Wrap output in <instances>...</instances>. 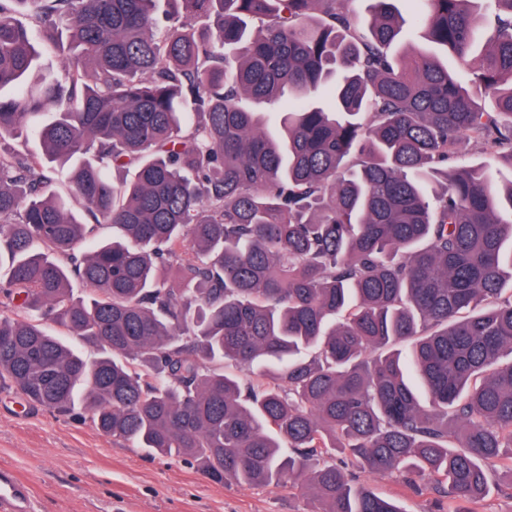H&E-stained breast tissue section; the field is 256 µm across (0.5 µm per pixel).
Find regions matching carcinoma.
<instances>
[{"label":"carcinoma","instance_id":"obj_1","mask_svg":"<svg viewBox=\"0 0 512 512\" xmlns=\"http://www.w3.org/2000/svg\"><path fill=\"white\" fill-rule=\"evenodd\" d=\"M420 2L458 69L393 0H0V381L316 512H406L338 452L471 512L512 474V177L462 160L512 171V0ZM398 13L400 17L406 21V25L404 27L403 38L401 42L397 45V51L399 54L403 55L411 46H418L423 49L434 50L439 54L444 60L447 61L448 58V68L453 67L452 58L444 52L434 49L433 47L425 44L418 36V31L416 29H412L409 26V21L412 16L417 12L419 4L417 0H396L395 1ZM247 108L254 112H261L265 120V129L269 132H276L280 128L281 112H285L287 108L286 102L276 104H268L256 102L253 100H245Z\"/></svg>","mask_w":512,"mask_h":512}]
</instances>
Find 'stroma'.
<instances>
[{
    "instance_id": "1",
    "label": "stroma",
    "mask_w": 512,
    "mask_h": 512,
    "mask_svg": "<svg viewBox=\"0 0 512 512\" xmlns=\"http://www.w3.org/2000/svg\"><path fill=\"white\" fill-rule=\"evenodd\" d=\"M0 467L31 485L39 512H313L303 480L250 487L216 483L197 465L112 439L89 418L53 416L0 385ZM356 477L401 502L406 512H442L445 499L427 479Z\"/></svg>"
}]
</instances>
